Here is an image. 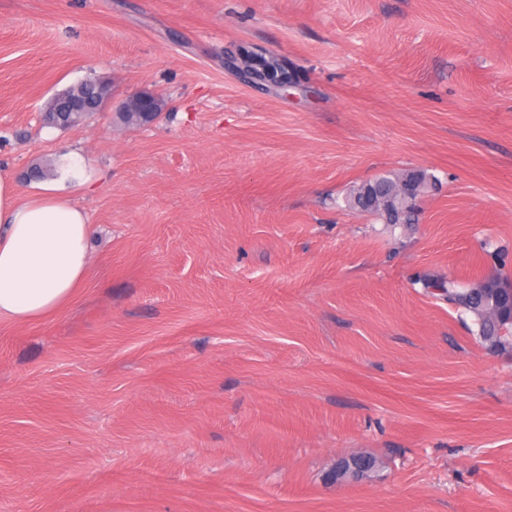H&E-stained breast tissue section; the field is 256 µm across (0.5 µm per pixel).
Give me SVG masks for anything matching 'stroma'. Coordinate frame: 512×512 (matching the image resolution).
Returning <instances> with one entry per match:
<instances>
[{
	"label": "stroma",
	"mask_w": 512,
	"mask_h": 512,
	"mask_svg": "<svg viewBox=\"0 0 512 512\" xmlns=\"http://www.w3.org/2000/svg\"><path fill=\"white\" fill-rule=\"evenodd\" d=\"M38 166L96 234L0 322V512H512V352L420 284L512 276V0H0V173ZM410 169L417 223L346 207ZM251 52L257 56H267L274 57L278 62V66L276 67V71H270L267 74H264L262 79L257 78L254 72L248 65V61L244 58L243 55L239 54L236 50L234 53L229 54L226 58L232 67L238 72L241 78H243L244 82H247L251 85H259L269 90H273L275 92H284L287 93L288 89L295 87L296 85V77L293 71L290 69L288 63L282 59L281 57L271 54L269 51L253 47ZM101 82L108 86V92L105 98H95L94 100L63 98L57 102L53 112H85L86 115L92 112H100L105 102L112 94V86L108 82ZM162 99L147 91H138L129 94L122 103L121 112H144L148 122H155L164 112Z\"/></svg>",
	"instance_id": "35a3bbf8"
}]
</instances>
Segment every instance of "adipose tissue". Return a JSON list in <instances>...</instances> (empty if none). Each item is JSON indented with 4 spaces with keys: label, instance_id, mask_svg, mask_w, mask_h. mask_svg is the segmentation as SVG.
<instances>
[{
    "label": "adipose tissue",
    "instance_id": "adipose-tissue-1",
    "mask_svg": "<svg viewBox=\"0 0 512 512\" xmlns=\"http://www.w3.org/2000/svg\"><path fill=\"white\" fill-rule=\"evenodd\" d=\"M93 235L85 210L54 184L28 193L0 174V321L28 324L67 306Z\"/></svg>",
    "mask_w": 512,
    "mask_h": 512
}]
</instances>
